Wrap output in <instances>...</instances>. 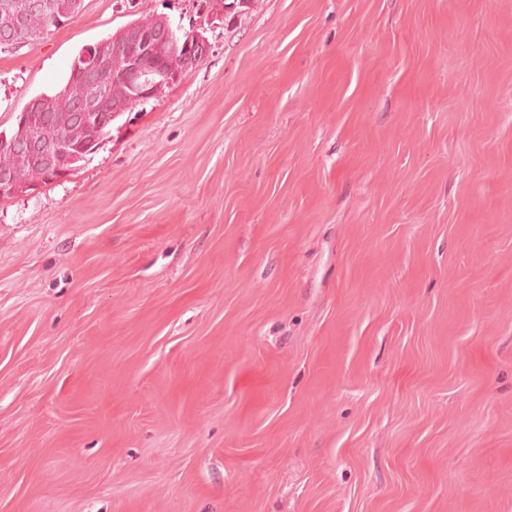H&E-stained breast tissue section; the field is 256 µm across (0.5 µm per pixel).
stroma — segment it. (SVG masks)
Wrapping results in <instances>:
<instances>
[{
  "label": "stroma",
  "mask_w": 512,
  "mask_h": 512,
  "mask_svg": "<svg viewBox=\"0 0 512 512\" xmlns=\"http://www.w3.org/2000/svg\"><path fill=\"white\" fill-rule=\"evenodd\" d=\"M207 56L0 197V512H512V0H83Z\"/></svg>",
  "instance_id": "35a3bbf8"
}]
</instances>
